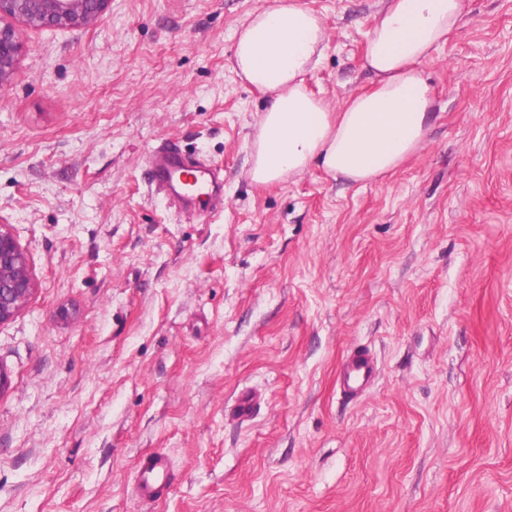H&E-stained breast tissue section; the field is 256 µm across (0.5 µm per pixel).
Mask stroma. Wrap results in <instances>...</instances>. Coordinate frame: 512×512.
Returning <instances> with one entry per match:
<instances>
[{"label": "stroma", "mask_w": 512, "mask_h": 512, "mask_svg": "<svg viewBox=\"0 0 512 512\" xmlns=\"http://www.w3.org/2000/svg\"><path fill=\"white\" fill-rule=\"evenodd\" d=\"M329 108L369 88L384 0H299ZM273 0H111L33 28L0 92V225L36 289L0 323V512H512V0L423 64L424 146L354 184L252 181L263 94L234 36ZM173 140L224 172L186 214L145 156ZM378 373L355 399L352 348ZM263 396L247 421L238 393ZM179 479L148 506L144 452ZM376 374L375 361L369 350L358 348L352 350L342 359L338 368L337 383L341 392L347 397H356L365 391Z\"/></svg>", "instance_id": "35a3bbf8"}]
</instances>
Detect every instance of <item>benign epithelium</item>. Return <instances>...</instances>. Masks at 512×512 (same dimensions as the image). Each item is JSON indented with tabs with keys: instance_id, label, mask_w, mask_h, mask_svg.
Segmentation results:
<instances>
[{
	"instance_id": "obj_1",
	"label": "benign epithelium",
	"mask_w": 512,
	"mask_h": 512,
	"mask_svg": "<svg viewBox=\"0 0 512 512\" xmlns=\"http://www.w3.org/2000/svg\"><path fill=\"white\" fill-rule=\"evenodd\" d=\"M109 0H0V17L21 20L34 27L86 26L105 13ZM21 51L15 31L0 26V91L8 85ZM35 281L27 255L13 232L0 225V323L27 304Z\"/></svg>"
}]
</instances>
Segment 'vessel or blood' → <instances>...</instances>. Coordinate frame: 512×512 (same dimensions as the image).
I'll return each mask as SVG.
<instances>
[{
    "label": "vessel or blood",
    "instance_id": "vessel-or-blood-1",
    "mask_svg": "<svg viewBox=\"0 0 512 512\" xmlns=\"http://www.w3.org/2000/svg\"><path fill=\"white\" fill-rule=\"evenodd\" d=\"M151 187L184 210L215 209L224 199V175L198 158L186 153L179 144L165 141L147 155ZM376 374L375 361L369 350H352L342 359L337 383L342 393L356 397L365 391ZM135 491L140 500L157 503L165 500L177 482L176 473L165 453L141 455L136 464Z\"/></svg>",
    "mask_w": 512,
    "mask_h": 512
}]
</instances>
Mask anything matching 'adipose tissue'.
Instances as JSON below:
<instances>
[{
  "label": "adipose tissue",
  "mask_w": 512,
  "mask_h": 512,
  "mask_svg": "<svg viewBox=\"0 0 512 512\" xmlns=\"http://www.w3.org/2000/svg\"><path fill=\"white\" fill-rule=\"evenodd\" d=\"M468 17L465 0H387L366 38L371 90L337 112L307 87L327 46L321 18L298 0H274L235 36L238 75L265 95L253 182L267 185L312 167L354 183L396 170L426 141L433 91L421 70Z\"/></svg>",
  "instance_id": "obj_1"
}]
</instances>
